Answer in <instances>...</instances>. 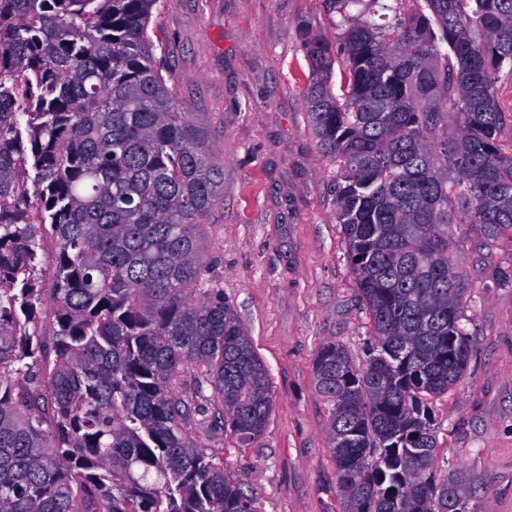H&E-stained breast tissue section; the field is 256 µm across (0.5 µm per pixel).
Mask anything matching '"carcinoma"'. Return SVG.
Here are the masks:
<instances>
[{
    "label": "carcinoma",
    "instance_id": "carcinoma-1",
    "mask_svg": "<svg viewBox=\"0 0 512 512\" xmlns=\"http://www.w3.org/2000/svg\"><path fill=\"white\" fill-rule=\"evenodd\" d=\"M159 0H0V512H256L194 415L259 439L273 390L207 276L224 170L178 110L148 26ZM336 0L303 33L304 107L336 165V218L375 338L363 367L317 350L344 512H464L438 470L432 400L465 375L458 226L512 247V0H415L390 26ZM341 66L342 95L333 91ZM56 238L51 288L38 251ZM54 307L52 349L40 310ZM211 388L193 407L176 382Z\"/></svg>",
    "mask_w": 512,
    "mask_h": 512
}]
</instances>
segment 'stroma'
I'll use <instances>...</instances> for the list:
<instances>
[{"label": "stroma", "mask_w": 512, "mask_h": 512, "mask_svg": "<svg viewBox=\"0 0 512 512\" xmlns=\"http://www.w3.org/2000/svg\"><path fill=\"white\" fill-rule=\"evenodd\" d=\"M329 0H160L149 26L180 111L224 169V202L205 219L203 257L265 363L274 403L250 447L196 420L191 430L247 475L258 512H343L328 445L329 405L313 362L327 341L365 361L372 329L336 220L335 166L303 103L302 33L335 37ZM462 230L453 269L474 302L461 382L433 404L440 469L455 470L466 512H512V250L485 255Z\"/></svg>", "instance_id": "1"}]
</instances>
